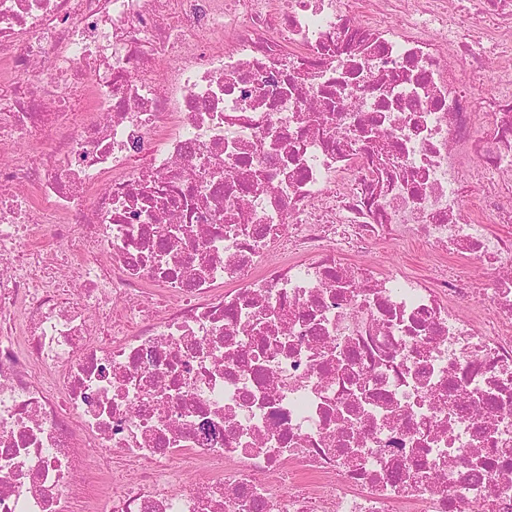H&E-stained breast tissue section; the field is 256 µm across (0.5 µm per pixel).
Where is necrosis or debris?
<instances>
[{"label":"necrosis or debris","mask_w":512,"mask_h":512,"mask_svg":"<svg viewBox=\"0 0 512 512\" xmlns=\"http://www.w3.org/2000/svg\"><path fill=\"white\" fill-rule=\"evenodd\" d=\"M0 512H512V0H0ZM369 259L379 264L382 268L398 267L402 270L408 271L415 267L418 260L417 251L406 246L391 247L381 254L371 253Z\"/></svg>","instance_id":"obj_1"}]
</instances>
